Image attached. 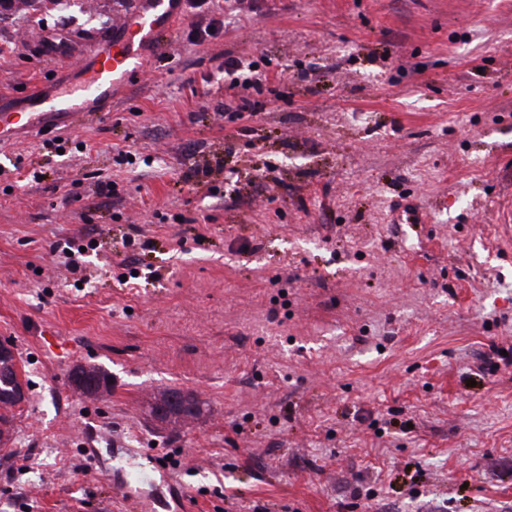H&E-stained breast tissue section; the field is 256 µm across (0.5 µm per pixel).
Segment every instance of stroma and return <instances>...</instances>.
<instances>
[{"label": "stroma", "mask_w": 512, "mask_h": 512, "mask_svg": "<svg viewBox=\"0 0 512 512\" xmlns=\"http://www.w3.org/2000/svg\"><path fill=\"white\" fill-rule=\"evenodd\" d=\"M221 3L217 38L180 20L71 117L64 156L0 148V338L28 385L0 512H512V0ZM134 7L9 8L0 97L57 91ZM168 388L201 418L151 421ZM217 69L220 71L227 72L228 74H237L238 75H246L244 77V85L253 84L258 85L261 83L265 75L262 72H259L258 66L254 61L245 62L242 59H231L228 61H224L217 66ZM84 378H87L90 381H98L100 386L104 385L108 387L107 393L110 391L111 377L102 368L96 365L79 364L73 367L69 373L71 384H73L76 389H79L82 394L91 397L89 395L91 391L87 389L83 384Z\"/></svg>", "instance_id": "stroma-1"}]
</instances>
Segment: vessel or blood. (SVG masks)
I'll list each match as a JSON object with an SVG mask.
<instances>
[{"instance_id":"obj_1","label":"vessel or blood","mask_w":512,"mask_h":512,"mask_svg":"<svg viewBox=\"0 0 512 512\" xmlns=\"http://www.w3.org/2000/svg\"><path fill=\"white\" fill-rule=\"evenodd\" d=\"M180 8V0H137L132 14L116 25L111 40L95 54L72 90L49 94L36 84L26 95L24 111L0 113V145L10 144L21 131H56L62 118L108 102L132 76L142 74L144 48L162 46Z\"/></svg>"}]
</instances>
